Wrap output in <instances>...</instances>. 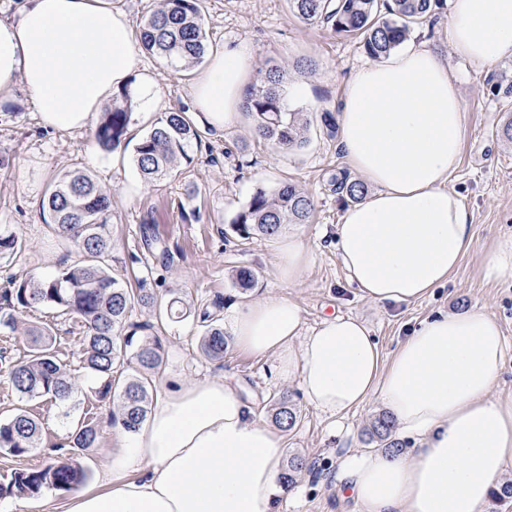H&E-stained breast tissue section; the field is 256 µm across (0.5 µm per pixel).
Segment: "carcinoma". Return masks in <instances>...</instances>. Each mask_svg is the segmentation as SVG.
<instances>
[{
    "instance_id": "cac0c4a2",
    "label": "carcinoma",
    "mask_w": 512,
    "mask_h": 512,
    "mask_svg": "<svg viewBox=\"0 0 512 512\" xmlns=\"http://www.w3.org/2000/svg\"><path fill=\"white\" fill-rule=\"evenodd\" d=\"M442 0H289V9L304 24H321L344 36H359L365 53L383 59L396 50L410 32V24L426 20ZM141 47L176 74L198 65L208 47L200 0H159L143 21ZM288 66H273L259 75L247 89L244 107L253 117V133L288 152L308 143L311 119L291 107L281 83ZM135 102L129 89L112 94V105L101 113L95 131L99 147L111 152L125 140L133 121ZM201 141V133L187 112L164 113L134 147L133 161L149 184L177 171L186 147ZM336 193L353 202L362 200L366 187L345 174L336 178ZM47 206L54 215L49 225L56 236L71 242L81 255L77 264L58 270L47 278L9 282L0 292V330L22 331L27 349L13 359L0 354V371L12 388L28 401H64L72 395L76 378L58 352V338L47 324H26L24 314L48 308L78 324L82 332V372L96 384L98 401L115 403L110 421L127 433H136L149 413L156 376L164 361V347L156 336H139L128 330L129 313L137 306L161 311L169 318L187 314L186 302L177 297L167 301L147 288H134L112 276L108 256L112 241L104 215L112 207V194L90 173L73 169L53 185ZM314 210L312 198L295 184L282 182L257 188L236 214L232 228L242 239L253 235H278L287 224H305ZM27 249V241L13 232L0 231V260L12 259ZM199 338L200 354L222 361L229 351V337L220 319L205 311ZM272 419L283 431L292 430L299 414L288 395L273 399ZM394 422L380 415L371 423L370 439L392 454L401 451L392 439ZM43 434L40 419L18 408L0 421V450L22 457L39 448ZM99 425L85 416L73 423L68 434V451L42 467L18 469L0 481V499L35 497L51 490L61 494L79 490L88 479L87 470L74 459L79 451L94 448ZM310 464L294 456L282 481L291 485Z\"/></svg>"
}]
</instances>
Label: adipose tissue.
I'll use <instances>...</instances> for the list:
<instances>
[{
	"instance_id": "obj_1",
	"label": "adipose tissue",
	"mask_w": 512,
	"mask_h": 512,
	"mask_svg": "<svg viewBox=\"0 0 512 512\" xmlns=\"http://www.w3.org/2000/svg\"><path fill=\"white\" fill-rule=\"evenodd\" d=\"M448 40L483 67L512 57V0H452ZM138 42L112 0H21L0 19V92L23 85L43 125L58 131L85 129L125 87L143 111H160ZM248 82L240 47L212 51L190 85L201 122L216 131L235 122ZM338 134L344 161L372 187L336 228L349 282L375 303L427 297L472 247L470 215L447 187L461 163L465 106L446 66L423 46L363 66L345 88ZM311 259L302 236L279 240L288 283ZM224 330L240 351L275 355L279 374L323 414L341 417L373 399L417 439L405 455L343 458L341 477L362 512H481L512 469V394L497 389L508 344L484 310L437 313L388 358L360 319L334 314L308 329L298 305L279 296L232 310ZM282 448L280 432L224 377L161 382L100 487L61 509L271 512Z\"/></svg>"
}]
</instances>
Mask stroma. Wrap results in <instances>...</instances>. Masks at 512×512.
Listing matches in <instances>:
<instances>
[{
	"label": "stroma",
	"mask_w": 512,
	"mask_h": 512,
	"mask_svg": "<svg viewBox=\"0 0 512 512\" xmlns=\"http://www.w3.org/2000/svg\"><path fill=\"white\" fill-rule=\"evenodd\" d=\"M202 8L208 46L241 45L252 73L281 61H313L310 69L292 66L284 90L292 108L316 117L339 114L349 75L369 61L359 38L301 23L287 0H202ZM448 12L441 7L412 25L408 40L445 60L465 104L461 164L449 187L471 215L473 247L448 284L410 303H373L348 282L336 253L335 233L349 202L331 186L348 167L337 138L324 134L318 120L305 148L284 153L257 138L247 112H240L237 122L222 132L203 130L201 143L188 148L178 172L148 185L133 163L131 146L148 132L155 115L136 113L126 135L129 148L108 153L97 145L94 127L63 132L43 126L22 87L0 93V156L9 160L0 168V227L20 232L28 242L20 256L0 262V289L10 279L48 277L79 261L76 249L50 230L46 191L65 171L80 167L93 173L112 192L107 225L113 274L127 282L143 277L147 287L164 298L180 297L189 304L181 321L160 322L143 309L130 314L131 324L149 323L151 334L165 348L160 380L225 376L265 423L271 420L274 395L288 393L298 408L300 423L285 433L284 455L307 458L311 469L287 494L278 496L273 512H359L356 502L338 487V465L346 454L377 450L366 430L382 408L368 402L339 424L310 405L297 382L272 374L273 356L233 348L223 361L204 359L198 353L201 312L217 316L229 305L271 292L294 301L309 327L334 313L361 318L389 355L428 315L482 309L494 315L512 342V274L488 281L481 271L484 251L512 233V142L502 134L512 120V58L482 68L454 55L448 44ZM142 63L152 71L166 108H192L188 77L175 75L147 54ZM283 181L303 189L315 204L309 223L285 228L286 234H301L312 252L309 268L292 285L279 276L270 239H241L231 224L257 187ZM146 225L163 240L169 269H162L144 249L141 230ZM242 267L258 275L247 290L233 284ZM93 401L89 383L81 381L69 401L31 402L45 429L42 446L23 457L0 451V476L44 465L48 449L66 443L72 421L83 418ZM98 417V446L80 457L90 489L97 486L105 459L126 437L110 422L108 408H99Z\"/></svg>",
	"instance_id": "35a3bbf8"
}]
</instances>
